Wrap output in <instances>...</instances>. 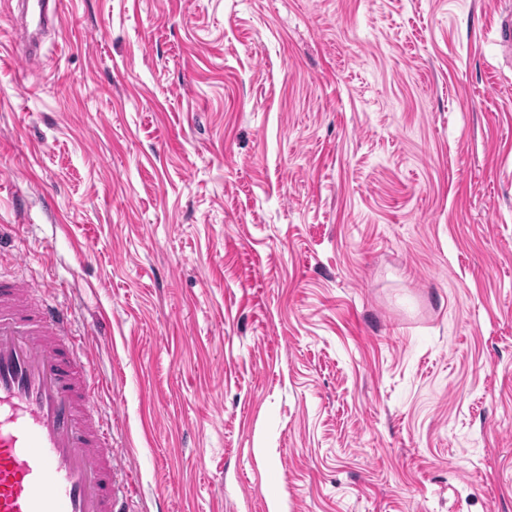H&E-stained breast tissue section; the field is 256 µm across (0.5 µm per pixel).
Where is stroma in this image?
<instances>
[{
	"instance_id": "1",
	"label": "stroma",
	"mask_w": 512,
	"mask_h": 512,
	"mask_svg": "<svg viewBox=\"0 0 512 512\" xmlns=\"http://www.w3.org/2000/svg\"><path fill=\"white\" fill-rule=\"evenodd\" d=\"M512 0H0V273L91 352L122 512H512ZM22 3L25 16L31 10L32 17L37 20L38 24L44 23V21L49 20L48 15V6L49 4L53 5L51 20L58 22L60 19V4L61 1L56 0H24L20 1ZM19 2V3H20Z\"/></svg>"
}]
</instances>
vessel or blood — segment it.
Returning a JSON list of instances; mask_svg holds the SVG:
<instances>
[{
    "label": "vessel or blood",
    "instance_id": "1",
    "mask_svg": "<svg viewBox=\"0 0 512 512\" xmlns=\"http://www.w3.org/2000/svg\"><path fill=\"white\" fill-rule=\"evenodd\" d=\"M40 290L0 276V512H113L119 451Z\"/></svg>",
    "mask_w": 512,
    "mask_h": 512
}]
</instances>
